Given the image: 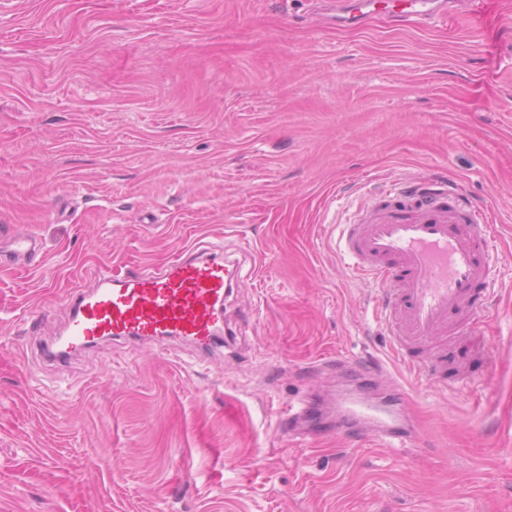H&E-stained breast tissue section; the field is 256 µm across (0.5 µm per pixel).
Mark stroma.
I'll return each mask as SVG.
<instances>
[{
	"label": "stroma",
	"instance_id": "1",
	"mask_svg": "<svg viewBox=\"0 0 512 512\" xmlns=\"http://www.w3.org/2000/svg\"><path fill=\"white\" fill-rule=\"evenodd\" d=\"M308 9L0 0V226L43 247L29 274L0 267V512H512V0L401 29ZM434 170L497 252L486 334L432 382L393 359L340 233L385 179ZM218 240L239 274L211 353L47 357L87 270ZM390 390L404 444L328 434ZM310 401L306 434L284 431L283 404Z\"/></svg>",
	"mask_w": 512,
	"mask_h": 512
}]
</instances>
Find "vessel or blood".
<instances>
[{
    "label": "vessel or blood",
    "instance_id": "vessel-or-blood-1",
    "mask_svg": "<svg viewBox=\"0 0 512 512\" xmlns=\"http://www.w3.org/2000/svg\"><path fill=\"white\" fill-rule=\"evenodd\" d=\"M474 9L476 0H335L328 23L355 29L369 19L396 25L444 21L449 5ZM391 207L359 224L347 225L344 251L357 271L378 291L379 316L393 319L396 361L416 377L433 374L435 365L414 359L411 349H430L443 357L436 340L461 336L480 325L493 303L494 239L487 212L473 205L456 180L428 173L397 182ZM36 251L26 232L0 227V259L22 267ZM224 248L208 254L186 250L170 265L151 271L130 266L113 278L102 265L88 284L73 289L68 301L66 334L77 348L102 337L141 340L182 336L210 346L224 331V300L236 281ZM376 408L357 410L346 428L353 433L400 440L405 433L376 422Z\"/></svg>",
    "mask_w": 512,
    "mask_h": 512
}]
</instances>
